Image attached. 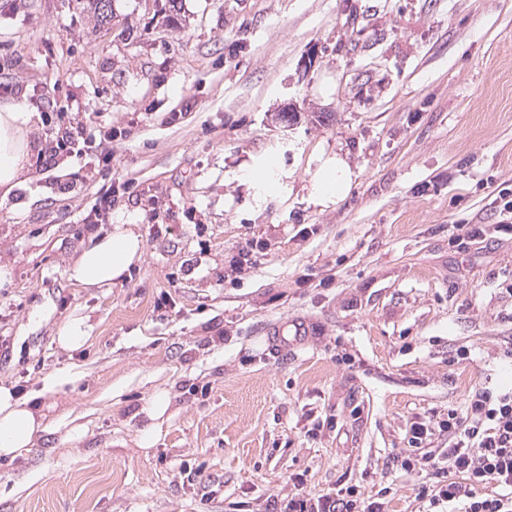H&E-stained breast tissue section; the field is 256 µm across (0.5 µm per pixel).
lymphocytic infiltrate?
Returning <instances> with one entry per match:
<instances>
[{
    "label": "lymphocytic infiltrate",
    "mask_w": 512,
    "mask_h": 512,
    "mask_svg": "<svg viewBox=\"0 0 512 512\" xmlns=\"http://www.w3.org/2000/svg\"><path fill=\"white\" fill-rule=\"evenodd\" d=\"M448 434V450L431 449L435 431ZM405 471L429 469L439 482L421 486L427 512H512V388L475 390L463 409H452L439 423L413 422ZM284 512H384L379 495L363 496L356 487L336 494L297 492Z\"/></svg>",
    "instance_id": "f902f5d3"
}]
</instances>
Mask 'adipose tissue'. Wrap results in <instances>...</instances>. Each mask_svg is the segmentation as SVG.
Segmentation results:
<instances>
[{
    "mask_svg": "<svg viewBox=\"0 0 512 512\" xmlns=\"http://www.w3.org/2000/svg\"><path fill=\"white\" fill-rule=\"evenodd\" d=\"M32 115L17 103L0 105V192L10 193L25 174ZM143 255L133 230L116 229L91 240L68 268L69 279L87 288H108L121 280ZM47 429L43 412L29 399L0 386V457L27 452Z\"/></svg>",
    "mask_w": 512,
    "mask_h": 512,
    "instance_id": "obj_1",
    "label": "adipose tissue"
}]
</instances>
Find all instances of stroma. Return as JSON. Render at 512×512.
Wrapping results in <instances>:
<instances>
[{"label":"stroma","instance_id":"1","mask_svg":"<svg viewBox=\"0 0 512 512\" xmlns=\"http://www.w3.org/2000/svg\"><path fill=\"white\" fill-rule=\"evenodd\" d=\"M112 10L0 0V102L32 113L31 153L44 116L86 129L0 195V386L49 423L0 459V512H278L299 484L424 512L411 424L512 387V0ZM336 155L351 186L323 205ZM119 224L140 265L69 280ZM464 224L489 232L460 245ZM88 330L81 318L68 320L59 330L57 336L58 344L66 349L80 347L88 339Z\"/></svg>","mask_w":512,"mask_h":512}]
</instances>
